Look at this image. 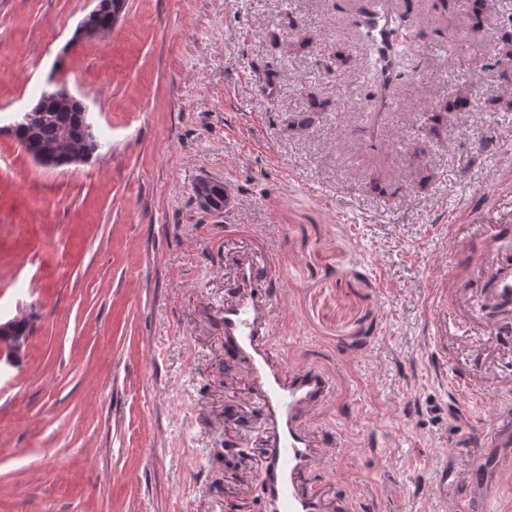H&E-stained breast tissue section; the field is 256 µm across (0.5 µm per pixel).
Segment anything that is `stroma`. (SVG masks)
<instances>
[{"instance_id": "35a3bbf8", "label": "stroma", "mask_w": 512, "mask_h": 512, "mask_svg": "<svg viewBox=\"0 0 512 512\" xmlns=\"http://www.w3.org/2000/svg\"><path fill=\"white\" fill-rule=\"evenodd\" d=\"M420 0L395 33L392 109L333 0H0V512H267L259 398L227 354L236 261L273 279L274 348L329 377L306 473L350 512H452L440 464L466 473L512 401V323L471 335L439 280L491 224H512V97L492 57L512 0ZM84 103L97 149L36 162L9 132L41 93ZM473 94L429 139L421 110ZM326 103L314 113L312 101ZM222 183L220 212L193 193ZM475 387H468V380Z\"/></svg>"}]
</instances>
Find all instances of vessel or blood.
Masks as SVG:
<instances>
[{
  "label": "vessel or blood",
  "instance_id": "1",
  "mask_svg": "<svg viewBox=\"0 0 512 512\" xmlns=\"http://www.w3.org/2000/svg\"><path fill=\"white\" fill-rule=\"evenodd\" d=\"M398 8L397 0L380 8L369 25L378 47L381 76L390 79L392 60L387 27L380 20ZM512 240V224L488 227L486 261L468 272L470 288L461 291L456 275H449L443 300L457 308L468 299L473 316L478 319L480 335L498 333L499 319L488 318L495 310L499 318L512 317V252L501 250L502 242ZM241 292L224 305V339L238 356L247 360L250 377L262 398L266 454L258 471L262 496L270 512H328V498L322 488L305 482L304 474L324 456L310 419L327 392L325 375L310 368L286 369L271 351L274 328L269 320L272 284L245 261L238 271ZM496 449L491 465L497 473L512 471V409L493 427L486 446L478 450L485 457L487 449Z\"/></svg>",
  "mask_w": 512,
  "mask_h": 512
}]
</instances>
